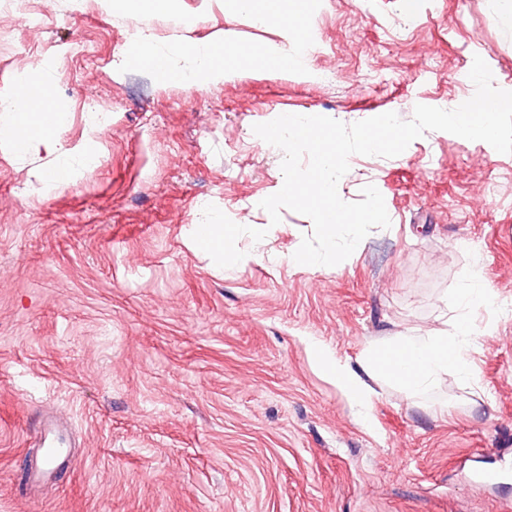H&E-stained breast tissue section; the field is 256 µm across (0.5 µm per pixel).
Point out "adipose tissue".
<instances>
[{"label": "adipose tissue", "instance_id": "adipose-tissue-1", "mask_svg": "<svg viewBox=\"0 0 512 512\" xmlns=\"http://www.w3.org/2000/svg\"><path fill=\"white\" fill-rule=\"evenodd\" d=\"M151 43L150 34L139 33L134 53L143 66L165 78L190 86L224 78V62L212 44L194 43L171 54H157L152 51ZM236 60L256 71L302 70L308 66L307 59L291 58L285 45L275 43L256 53H238ZM63 119V113L55 109L51 87L45 82L22 84L12 95L0 99V135L17 142L19 159L45 155L48 163L41 176L54 185L71 182L81 169L99 160L94 143H87L84 150L78 151L59 137ZM199 223L207 235L206 248L219 258L236 251L239 235L259 232L253 224L221 225L207 212L203 213ZM492 303V296L483 287L478 271L474 270L459 293L461 314L448 331L409 330L395 337L386 348L366 350L354 366L333 360L319 343H310L309 348L346 396L356 415L363 419L371 405L370 382L374 379L395 381L413 396L427 392L446 375L469 386H477L478 374L468 358L473 329L465 313L489 307Z\"/></svg>", "mask_w": 512, "mask_h": 512}]
</instances>
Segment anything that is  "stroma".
Listing matches in <instances>:
<instances>
[{"mask_svg": "<svg viewBox=\"0 0 512 512\" xmlns=\"http://www.w3.org/2000/svg\"><path fill=\"white\" fill-rule=\"evenodd\" d=\"M256 7L267 22L231 0H26L42 27L0 21V94L44 64L62 137L101 151L51 187L0 140V512H512V154L429 131L393 158L351 156L340 197L375 186L391 225L311 268L293 259L311 220L285 209L274 225L259 206L283 153L253 132L286 113L454 109L477 55L512 91V14L500 0H416L409 16L399 0H293L309 71L190 87L131 61L133 29L227 58L281 41L276 0ZM77 37L84 54L67 57ZM206 208L263 234L216 263L186 239ZM474 267L496 297L474 315L480 392L447 376L412 398L380 380L361 424L309 340L353 363L444 329ZM47 407L78 447L26 497Z\"/></svg>", "mask_w": 512, "mask_h": 512, "instance_id": "obj_1", "label": "stroma"}]
</instances>
